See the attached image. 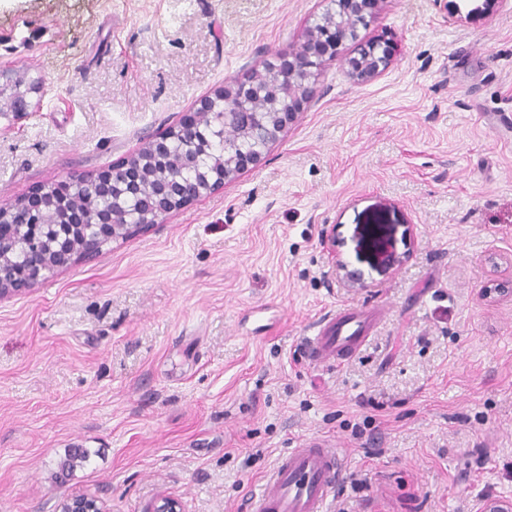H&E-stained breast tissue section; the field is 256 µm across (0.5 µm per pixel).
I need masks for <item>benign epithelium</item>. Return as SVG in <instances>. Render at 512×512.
Listing matches in <instances>:
<instances>
[{"label":"benign epithelium","instance_id":"obj_1","mask_svg":"<svg viewBox=\"0 0 512 512\" xmlns=\"http://www.w3.org/2000/svg\"><path fill=\"white\" fill-rule=\"evenodd\" d=\"M383 0H330L320 20L306 27L297 43L277 51L262 67L251 68L211 96L169 131L148 138L134 155L67 184L73 188L70 224L48 220L53 185H44L20 201L0 206V297L29 291L45 273L94 259L109 241L151 227L176 209L211 194L234 180L248 165L261 161L263 151L279 139L316 93L318 69L340 61L356 83L370 81L392 63L391 39L359 41V29L373 21ZM356 43L351 52L346 42ZM43 92L38 77L0 66V115L19 119L34 111L33 96ZM222 130L224 168L191 184L182 172L197 168L195 133L203 125ZM252 147H239L242 133ZM25 262H15L18 252ZM61 512H105L94 497L75 495Z\"/></svg>","mask_w":512,"mask_h":512}]
</instances>
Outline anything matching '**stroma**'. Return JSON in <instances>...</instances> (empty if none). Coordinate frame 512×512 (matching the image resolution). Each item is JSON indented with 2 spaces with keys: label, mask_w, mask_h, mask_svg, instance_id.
Wrapping results in <instances>:
<instances>
[{
  "label": "stroma",
  "mask_w": 512,
  "mask_h": 512,
  "mask_svg": "<svg viewBox=\"0 0 512 512\" xmlns=\"http://www.w3.org/2000/svg\"><path fill=\"white\" fill-rule=\"evenodd\" d=\"M326 7L0 0V64L44 87L0 117V205L121 162ZM381 34L386 71L326 63L223 190L0 298V512H249L308 439L344 460L328 512L512 502V292L482 294L512 281V0H384ZM356 307L383 311L361 348L310 363L312 322Z\"/></svg>",
  "instance_id": "obj_1"
}]
</instances>
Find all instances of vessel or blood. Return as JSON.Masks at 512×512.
<instances>
[{
  "instance_id": "1",
  "label": "vessel or blood",
  "mask_w": 512,
  "mask_h": 512,
  "mask_svg": "<svg viewBox=\"0 0 512 512\" xmlns=\"http://www.w3.org/2000/svg\"><path fill=\"white\" fill-rule=\"evenodd\" d=\"M375 313L347 308L324 317L307 341L313 360L333 363L358 350L366 341ZM343 469L337 449L310 439L288 451L255 496L253 512H324Z\"/></svg>"
}]
</instances>
